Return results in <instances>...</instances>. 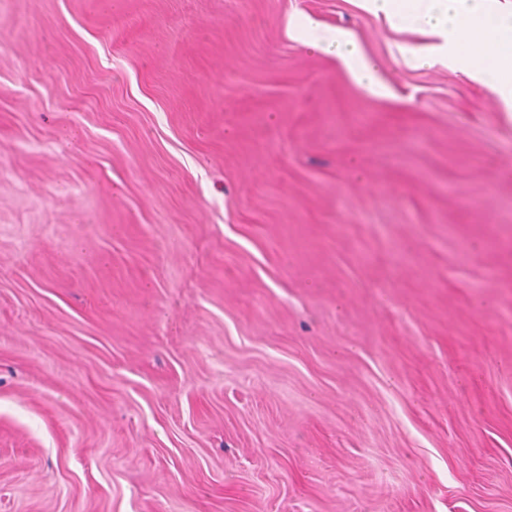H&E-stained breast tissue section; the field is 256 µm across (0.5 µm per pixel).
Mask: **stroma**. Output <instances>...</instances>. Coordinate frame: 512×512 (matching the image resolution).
Segmentation results:
<instances>
[{"mask_svg":"<svg viewBox=\"0 0 512 512\" xmlns=\"http://www.w3.org/2000/svg\"><path fill=\"white\" fill-rule=\"evenodd\" d=\"M425 42L0 0V512H512V116ZM329 46L340 61L353 72L359 83L367 88H374L377 85L374 66L360 54L356 42L349 35L336 32Z\"/></svg>","mask_w":512,"mask_h":512,"instance_id":"obj_1","label":"stroma"}]
</instances>
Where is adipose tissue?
I'll use <instances>...</instances> for the list:
<instances>
[{
	"mask_svg": "<svg viewBox=\"0 0 512 512\" xmlns=\"http://www.w3.org/2000/svg\"><path fill=\"white\" fill-rule=\"evenodd\" d=\"M370 9L391 22H406L428 32L433 42L416 50L424 65L440 61L463 70L512 108V12L497 0H367ZM331 48L359 83L377 84L374 66L346 33H336Z\"/></svg>",
	"mask_w": 512,
	"mask_h": 512,
	"instance_id": "obj_1",
	"label": "adipose tissue"
}]
</instances>
